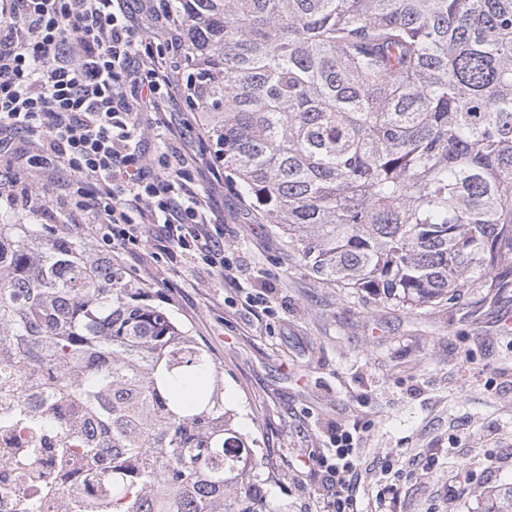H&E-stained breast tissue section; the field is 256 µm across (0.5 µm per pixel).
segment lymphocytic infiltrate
Listing matches in <instances>:
<instances>
[{
  "mask_svg": "<svg viewBox=\"0 0 512 512\" xmlns=\"http://www.w3.org/2000/svg\"><path fill=\"white\" fill-rule=\"evenodd\" d=\"M0 22V148L33 137L41 152L31 167L73 173L69 203L94 212L92 238L116 253L135 255L159 225L160 247L196 260L225 278L221 226L213 207L224 189V169L188 161L177 141L157 161L143 159L146 130L163 133L182 80L185 53L178 21L165 5L152 13L151 32L131 23L126 0H9ZM203 169L209 190L199 193L193 168ZM353 437L340 432L318 462L334 476L329 512H355L351 478L357 466Z\"/></svg>",
  "mask_w": 512,
  "mask_h": 512,
  "instance_id": "f902f5d3",
  "label": "lymphocytic infiltrate"
}]
</instances>
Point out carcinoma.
<instances>
[{
	"instance_id": "cac0c4a2",
	"label": "carcinoma",
	"mask_w": 512,
	"mask_h": 512,
	"mask_svg": "<svg viewBox=\"0 0 512 512\" xmlns=\"http://www.w3.org/2000/svg\"><path fill=\"white\" fill-rule=\"evenodd\" d=\"M165 4L224 181L310 274L415 310L512 262V0ZM35 369L13 422L102 512H272L209 348L81 238L0 224L15 400Z\"/></svg>"
}]
</instances>
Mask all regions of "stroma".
Instances as JSON below:
<instances>
[{
	"mask_svg": "<svg viewBox=\"0 0 512 512\" xmlns=\"http://www.w3.org/2000/svg\"><path fill=\"white\" fill-rule=\"evenodd\" d=\"M34 142L0 152V224H89L62 190L27 170ZM218 280L149 247L118 257L224 370V405L269 455L274 512H323L317 458L337 431L354 437L359 512H512V265L419 310L373 300L307 273L232 188Z\"/></svg>",
	"mask_w": 512,
	"mask_h": 512,
	"instance_id": "stroma-1",
	"label": "stroma"
}]
</instances>
